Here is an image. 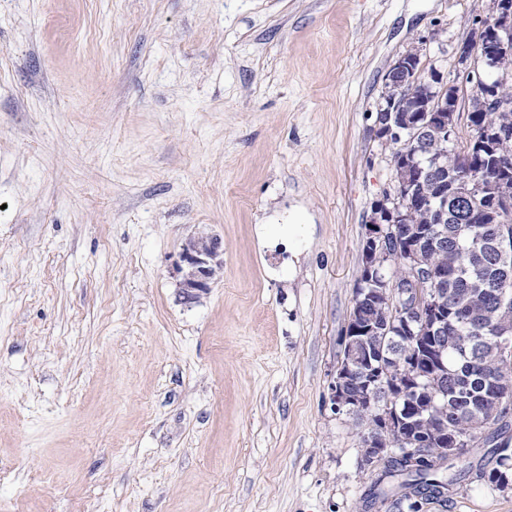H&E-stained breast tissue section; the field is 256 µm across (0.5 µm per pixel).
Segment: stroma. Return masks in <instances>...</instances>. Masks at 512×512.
I'll list each match as a JSON object with an SVG mask.
<instances>
[{
    "label": "stroma",
    "instance_id": "1",
    "mask_svg": "<svg viewBox=\"0 0 512 512\" xmlns=\"http://www.w3.org/2000/svg\"><path fill=\"white\" fill-rule=\"evenodd\" d=\"M490 0H0V512H408L330 385L413 46ZM208 228L209 291L176 262ZM419 512H512L471 477ZM223 248L219 237L201 231L182 245L176 267L186 303L195 302L211 287L223 270Z\"/></svg>",
    "mask_w": 512,
    "mask_h": 512
}]
</instances>
